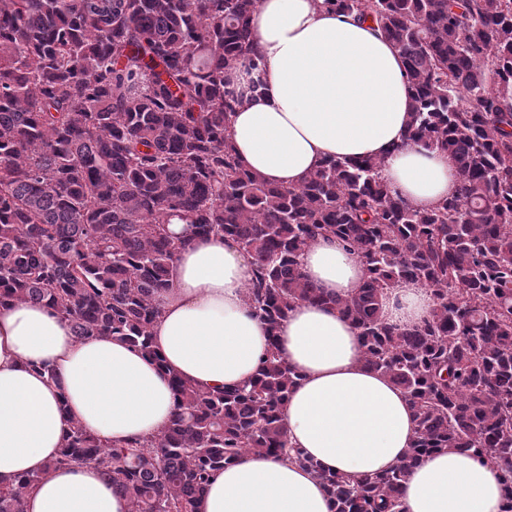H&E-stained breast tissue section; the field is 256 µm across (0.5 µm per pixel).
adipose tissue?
<instances>
[{
  "mask_svg": "<svg viewBox=\"0 0 512 512\" xmlns=\"http://www.w3.org/2000/svg\"><path fill=\"white\" fill-rule=\"evenodd\" d=\"M260 70L226 78L246 101L227 134L245 169L294 187L329 157H374L392 192L432 210L458 190L452 156L405 143L410 99L399 50L372 23L335 14L324 0H260L253 20ZM259 80V92L249 90ZM157 294L152 361L119 337L76 340L45 304L0 305V484L42 474L26 512H130L88 463L56 465L62 439L81 423L102 442L143 443L176 411L173 377L212 391L248 384L270 346L301 377L284 412L289 444L321 468L359 477L400 465L417 435L403 391L362 362L357 329L333 305L301 302L277 334L255 315L246 290L251 257L222 237L187 238ZM299 269L325 295L348 299L366 268L334 238L317 236ZM433 309L428 290L400 282L383 299V316L407 329ZM499 468L455 449L413 467L402 512H504ZM198 512H332L320 481L283 457L247 454L210 479Z\"/></svg>",
  "mask_w": 512,
  "mask_h": 512,
  "instance_id": "obj_1",
  "label": "adipose tissue"
}]
</instances>
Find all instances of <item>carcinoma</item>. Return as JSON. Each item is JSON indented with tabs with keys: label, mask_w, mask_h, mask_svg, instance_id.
<instances>
[{
	"label": "carcinoma",
	"mask_w": 512,
	"mask_h": 512,
	"mask_svg": "<svg viewBox=\"0 0 512 512\" xmlns=\"http://www.w3.org/2000/svg\"><path fill=\"white\" fill-rule=\"evenodd\" d=\"M259 0H0V299L45 303L73 336H118L150 357L156 294L181 242L220 234L254 260L248 293L271 347L254 378L201 391L173 378L176 412L149 446L115 448L76 423L56 464L95 465L130 512H196L215 472L288 455L283 408L299 374L276 332L299 302L333 304L364 363L398 385L418 433L408 461L358 479L322 471L333 512H401L409 468L458 448L503 472L512 512V0H328L401 51L408 140L455 160L458 195L421 212L371 158L330 159L296 187L243 169L227 115L228 67L251 57ZM356 251V296L320 293L298 257L318 235ZM401 280L435 307L411 329L381 315ZM32 475L0 484L25 512Z\"/></svg>",
	"instance_id": "cac0c4a2"
}]
</instances>
